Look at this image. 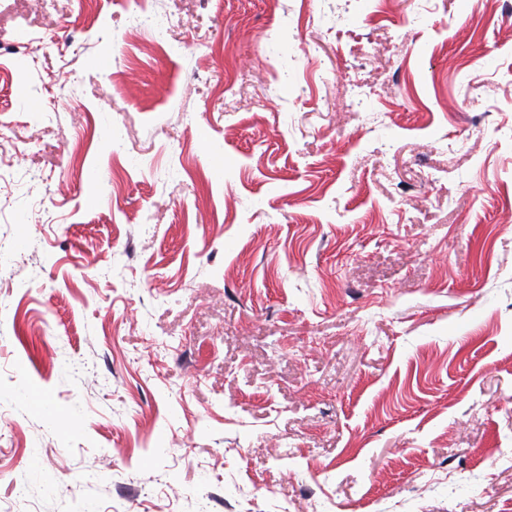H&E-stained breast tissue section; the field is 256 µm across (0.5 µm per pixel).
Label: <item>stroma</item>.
<instances>
[{
  "instance_id": "35a3bbf8",
  "label": "stroma",
  "mask_w": 512,
  "mask_h": 512,
  "mask_svg": "<svg viewBox=\"0 0 512 512\" xmlns=\"http://www.w3.org/2000/svg\"><path fill=\"white\" fill-rule=\"evenodd\" d=\"M0 0V512H512V0Z\"/></svg>"
}]
</instances>
